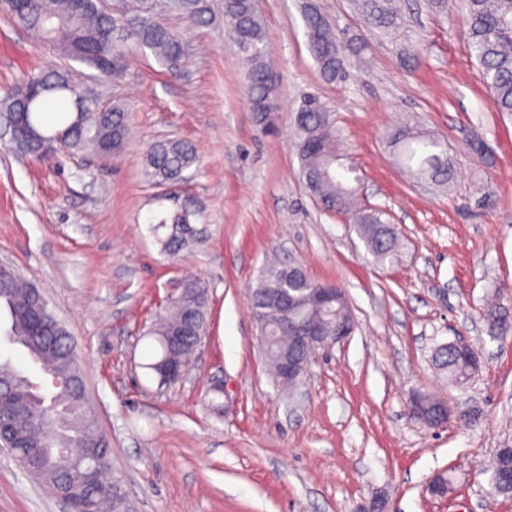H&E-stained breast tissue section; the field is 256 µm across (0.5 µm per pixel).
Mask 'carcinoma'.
Instances as JSON below:
<instances>
[{
  "mask_svg": "<svg viewBox=\"0 0 512 512\" xmlns=\"http://www.w3.org/2000/svg\"><path fill=\"white\" fill-rule=\"evenodd\" d=\"M464 18L471 53L481 69L485 87L493 95L497 111L512 115V0H463ZM364 23L384 35L402 27L397 0H353ZM179 8L188 22L201 24L209 14L207 0H180ZM10 14L43 44L68 61L91 69H105L120 75L130 56L150 52L169 72H177L188 55L185 41L154 14L141 0L123 5L119 12L129 23L127 32L117 35L114 17L104 13L99 0H16ZM224 19L238 38L249 46L243 52L248 63L247 94L255 120L269 122L271 99L277 75L265 61V35L258 0H224ZM302 20L308 47L321 77L329 82L344 76L350 56L362 53L365 46L342 38V32L321 8L308 0ZM84 84L68 69H46L24 76L0 105V118L15 122L20 144L28 153L42 157L58 150H87L108 156L122 149L128 136L126 112L119 107L101 108L92 102L81 116L73 112V96ZM55 107L59 121L48 126L44 112ZM294 125L303 129L298 151L306 185L320 204L329 210L351 216V222L376 260L393 262L398 247L397 236L386 230L383 211L366 209L357 202L359 177L356 169L340 152L336 125L331 113L310 98L295 114ZM391 143L400 160L416 180L448 181L452 174L448 153L441 143L405 127L391 134ZM196 162L192 145L184 140L168 139L150 146L146 158V176L157 184L176 183ZM198 211L184 206L150 222V232L161 251L178 256L199 239L192 219ZM288 266L271 264L250 286V306L267 339L265 360L279 385L295 382L281 374L280 360L296 350L295 337L287 331V318L316 316L333 321L351 314L348 302L318 308L308 290L321 283L305 276L302 300L288 314L266 303L265 295L275 288L288 287L284 274ZM37 288L11 283V294L4 298L10 317L9 343L22 347L33 363L53 381L51 396L37 395L29 387L30 379L16 369L11 359L0 361V380L14 384L11 395L0 399V418L15 405H28L26 414L16 419V427L26 436V447L37 449L35 456L21 461L29 476L51 493H67L80 512H105L107 502L96 499L85 487L84 476L91 469L111 467L112 448L99 430L90 406L73 347L65 329L37 335L33 306ZM195 315L207 334L209 326L208 288L191 280L184 291L165 307L145 336L153 341L143 368L159 375L161 365L175 360L189 363L195 352L193 339L186 329L188 315ZM185 336L178 349L171 348L169 337ZM435 364L456 384L467 382L474 373L470 358L440 347Z\"/></svg>",
  "mask_w": 512,
  "mask_h": 512,
  "instance_id": "obj_1",
  "label": "carcinoma"
}]
</instances>
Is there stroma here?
Listing matches in <instances>:
<instances>
[{
    "label": "stroma",
    "mask_w": 512,
    "mask_h": 512,
    "mask_svg": "<svg viewBox=\"0 0 512 512\" xmlns=\"http://www.w3.org/2000/svg\"><path fill=\"white\" fill-rule=\"evenodd\" d=\"M406 2L404 27L381 37L351 0H319L367 44L330 83L307 47L304 0H259L279 79L277 120L264 128L222 0H210L201 25L158 0L189 56L175 76L150 55L99 75L101 105L128 114L119 153L36 157L0 139V262L39 288L67 329L112 444L109 475L134 512H359L377 493L390 512H512L489 473L497 449L512 447V330L492 332L482 318L494 296L512 310V117L482 83L462 0L444 14ZM66 65L0 10V98L23 75ZM310 95L335 120L362 203L399 232L394 263L379 264L347 217L309 192L293 116ZM405 124L446 145L449 183L400 169L389 135ZM163 139L195 148L187 181L146 178V151ZM181 204L199 211L206 238L170 261L149 219ZM271 259L343 288L356 322L345 342L317 352L292 400L264 362L247 297ZM188 277L209 288L208 332L189 379L162 387L144 368V333ZM458 339L481 357L463 386L431 361ZM416 392L479 418L429 428L411 410ZM444 470L454 489L431 497L426 486ZM0 512L65 507L0 448Z\"/></svg>",
    "instance_id": "1"
}]
</instances>
